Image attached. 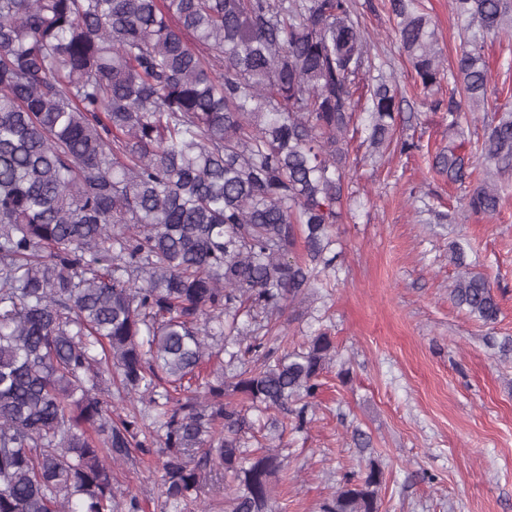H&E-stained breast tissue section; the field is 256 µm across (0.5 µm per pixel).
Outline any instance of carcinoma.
I'll return each mask as SVG.
<instances>
[{"label":"carcinoma","mask_w":512,"mask_h":512,"mask_svg":"<svg viewBox=\"0 0 512 512\" xmlns=\"http://www.w3.org/2000/svg\"><path fill=\"white\" fill-rule=\"evenodd\" d=\"M453 4L467 24L448 72L419 0L390 9L421 84L462 88L435 156L462 185L476 163L512 172L511 106L473 145L464 127L512 0ZM366 46L351 0H0V512H116L112 464L154 447L166 512L215 468L237 481L229 512H271L283 460L246 452L233 397L301 429L336 354L319 329L300 351L275 344L288 303L336 275L360 88L367 141L390 139L397 95ZM500 201L482 178L466 207ZM451 296L497 323L484 277L462 271ZM216 336L239 346L233 372L194 389ZM112 374L148 413L112 414ZM382 483L372 465L321 512H379Z\"/></svg>","instance_id":"obj_1"}]
</instances>
